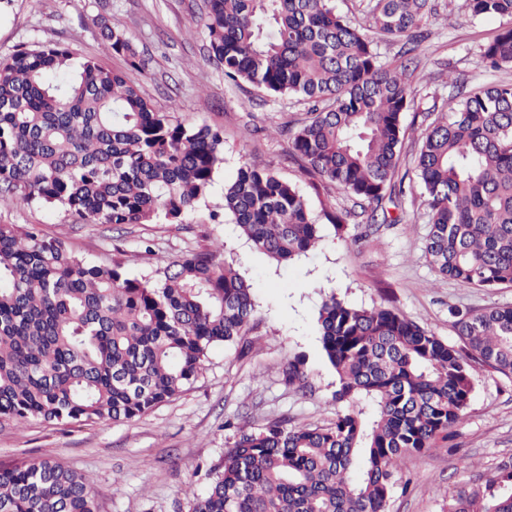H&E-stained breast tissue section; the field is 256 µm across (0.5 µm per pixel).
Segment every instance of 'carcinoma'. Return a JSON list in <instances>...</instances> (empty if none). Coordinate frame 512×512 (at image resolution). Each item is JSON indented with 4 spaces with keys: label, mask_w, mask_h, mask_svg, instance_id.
Returning a JSON list of instances; mask_svg holds the SVG:
<instances>
[{
    "label": "carcinoma",
    "mask_w": 512,
    "mask_h": 512,
    "mask_svg": "<svg viewBox=\"0 0 512 512\" xmlns=\"http://www.w3.org/2000/svg\"><path fill=\"white\" fill-rule=\"evenodd\" d=\"M431 0H376L368 25L333 0H208L202 25L224 72L295 96L307 117L288 159L349 196L360 212L324 210L338 232L360 214L387 222L404 194L402 116L414 107L407 65L378 43L420 50ZM472 16L512 21V0H468ZM102 39L130 66L138 52L102 17ZM512 65V25L481 51ZM451 107L424 129L414 173L424 189L434 272L463 288L512 284V83L449 84ZM224 139L152 109L122 72L78 62L59 45L0 58V198L61 206L81 224H180L207 196ZM221 209L252 246L288 263L321 241L299 188L242 167ZM255 312L250 285L222 248L156 270L96 264L33 224H0V419L71 424L129 420L179 395L215 345L241 336ZM455 348L383 306L325 297L322 350L336 372V417L237 426L192 512H386L401 461L448 439L475 389L473 365L512 376V306L450 311ZM0 512H97L96 495L50 459L0 468ZM448 512H512V457L458 491Z\"/></svg>",
    "instance_id": "obj_1"
}]
</instances>
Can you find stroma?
Listing matches in <instances>:
<instances>
[{
  "label": "stroma",
  "instance_id": "1",
  "mask_svg": "<svg viewBox=\"0 0 512 512\" xmlns=\"http://www.w3.org/2000/svg\"><path fill=\"white\" fill-rule=\"evenodd\" d=\"M424 50L410 68L415 111L405 112L402 169H413L421 132L415 112L446 104L449 76L474 87L512 82V65L492 71L480 56L511 21L473 17L467 0H433ZM206 0H10L0 6V58L24 45H68L124 72L151 105L189 124L224 132V162L197 211L179 224H79L64 208L34 203L25 208L0 200V224H36L64 238L87 260H125L134 276L150 279L158 267L215 243L223 244L252 289L255 313L234 343L212 348L197 380L179 396L129 421L53 425L0 420V467L50 457L77 472L95 492L98 512H190L192 495L205 494L210 472L224 459L233 425L263 428L288 419L325 425L336 414V373L322 350L318 313L327 294L346 304L385 306L442 341L455 345L450 309L512 305V285L462 288L438 277L425 254L430 226L417 182L390 207V223L348 224L335 232L322 220L326 208L351 207L335 186L316 190L288 158V141L275 127L304 118L296 100L225 78L210 57L203 31L191 26ZM111 17L131 39L142 61L130 67L100 37L98 19ZM267 169L296 184L314 215L322 241L312 253L280 265L256 251L231 215L210 218L224 187L240 167ZM302 363L306 389L288 386L289 361ZM475 390L448 443L405 458L388 512H448L458 489L474 484L512 456V376L475 367Z\"/></svg>",
  "mask_w": 512,
  "mask_h": 512
}]
</instances>
